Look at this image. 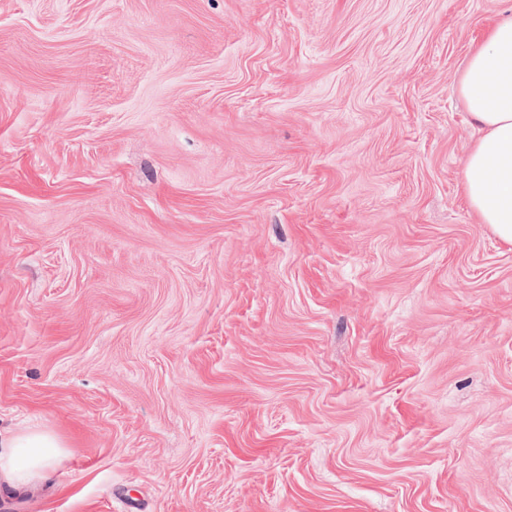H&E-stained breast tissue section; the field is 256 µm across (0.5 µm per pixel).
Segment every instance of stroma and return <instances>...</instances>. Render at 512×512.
<instances>
[{"mask_svg": "<svg viewBox=\"0 0 512 512\" xmlns=\"http://www.w3.org/2000/svg\"><path fill=\"white\" fill-rule=\"evenodd\" d=\"M512 0H0V512H512V244L458 81ZM64 448L62 438L49 430L25 429L0 435V495L46 480Z\"/></svg>", "mask_w": 512, "mask_h": 512, "instance_id": "35a3bbf8", "label": "stroma"}]
</instances>
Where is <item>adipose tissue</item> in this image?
Here are the masks:
<instances>
[{"label": "adipose tissue", "mask_w": 512, "mask_h": 512, "mask_svg": "<svg viewBox=\"0 0 512 512\" xmlns=\"http://www.w3.org/2000/svg\"><path fill=\"white\" fill-rule=\"evenodd\" d=\"M459 91L478 131L465 158L464 193L479 223L512 244V11L474 50ZM64 448L49 430L0 436V495L46 480Z\"/></svg>", "instance_id": "obj_1"}]
</instances>
